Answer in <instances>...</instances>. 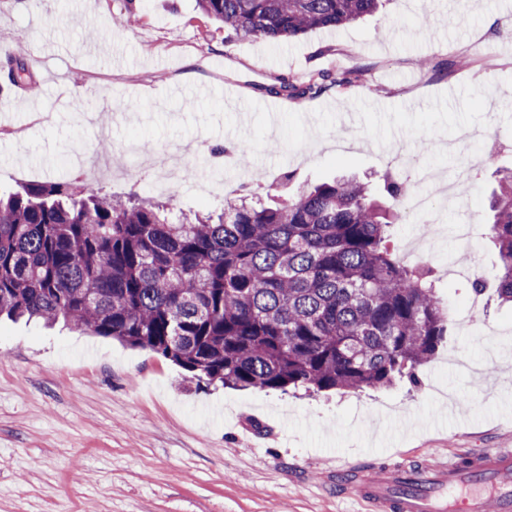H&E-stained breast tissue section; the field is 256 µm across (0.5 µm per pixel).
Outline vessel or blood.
<instances>
[{
    "instance_id": "b4317fda",
    "label": "vessel or blood",
    "mask_w": 512,
    "mask_h": 512,
    "mask_svg": "<svg viewBox=\"0 0 512 512\" xmlns=\"http://www.w3.org/2000/svg\"><path fill=\"white\" fill-rule=\"evenodd\" d=\"M337 481L350 486L362 512H512V448H486L465 461L382 469L341 465Z\"/></svg>"
}]
</instances>
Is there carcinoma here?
Returning a JSON list of instances; mask_svg holds the SVG:
<instances>
[{
  "label": "carcinoma",
  "mask_w": 512,
  "mask_h": 512,
  "mask_svg": "<svg viewBox=\"0 0 512 512\" xmlns=\"http://www.w3.org/2000/svg\"><path fill=\"white\" fill-rule=\"evenodd\" d=\"M382 0H198L230 34L277 46L377 12ZM318 73L269 89L315 97L362 82ZM7 81L31 84L28 55ZM275 207L227 198L218 215L75 181L0 191V316L60 319L169 359L197 382L239 390L383 388L414 378L453 323L433 269L390 249L408 182L387 174L393 208L355 178L299 187ZM497 298L512 304V170L493 195Z\"/></svg>",
  "instance_id": "obj_1"
}]
</instances>
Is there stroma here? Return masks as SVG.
Returning a JSON list of instances; mask_svg holds the SVG:
<instances>
[{
    "mask_svg": "<svg viewBox=\"0 0 512 512\" xmlns=\"http://www.w3.org/2000/svg\"><path fill=\"white\" fill-rule=\"evenodd\" d=\"M136 9L137 25L112 17ZM41 58L37 94L15 90L0 121V187L82 179L78 154L108 139L123 162L94 186L185 212L214 213L247 186L386 171L418 184L429 168L460 182L435 198L422 234L403 214L391 244L425 235L422 257L449 308L471 298L453 266L493 280L482 228L500 171L512 168V0H387L367 19L273 49L231 37L197 0H0L6 54ZM365 66L369 81L273 100L269 86ZM137 103L135 111L123 102ZM204 142L177 185L163 159ZM250 146L224 163L219 144ZM406 153L413 161L396 168ZM478 324L454 325L419 386L313 394L205 386L159 354L58 324L0 320V512H353L339 461L411 463L512 448V307L482 297Z\"/></svg>",
    "mask_w": 512,
    "mask_h": 512,
    "instance_id": "obj_1",
    "label": "stroma"
}]
</instances>
